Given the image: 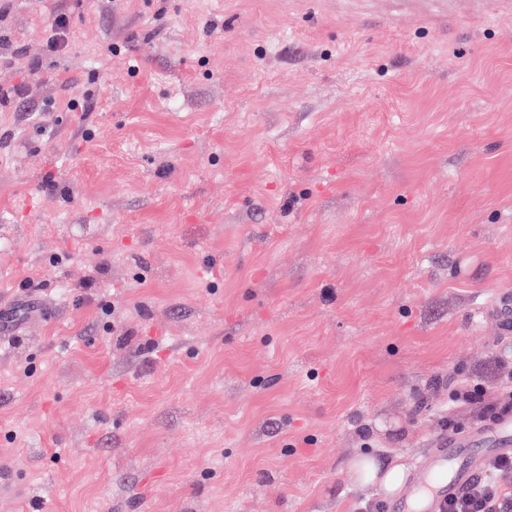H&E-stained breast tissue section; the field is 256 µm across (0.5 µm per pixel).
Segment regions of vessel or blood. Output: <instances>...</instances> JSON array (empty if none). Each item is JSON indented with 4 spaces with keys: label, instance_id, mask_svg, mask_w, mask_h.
<instances>
[{
    "label": "vessel or blood",
    "instance_id": "vessel-or-blood-1",
    "mask_svg": "<svg viewBox=\"0 0 512 512\" xmlns=\"http://www.w3.org/2000/svg\"><path fill=\"white\" fill-rule=\"evenodd\" d=\"M486 447L512 451V417L498 418L479 432L449 437L431 449L424 461L416 463L409 493L392 504V512H414L411 499L419 495L427 498L423 512H437L441 502L481 474V451Z\"/></svg>",
    "mask_w": 512,
    "mask_h": 512
}]
</instances>
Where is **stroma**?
Wrapping results in <instances>:
<instances>
[{
	"label": "stroma",
	"instance_id": "35a3bbf8",
	"mask_svg": "<svg viewBox=\"0 0 512 512\" xmlns=\"http://www.w3.org/2000/svg\"><path fill=\"white\" fill-rule=\"evenodd\" d=\"M453 8L11 0L0 512H356L352 456L483 426L455 393L512 362V17Z\"/></svg>",
	"mask_w": 512,
	"mask_h": 512
}]
</instances>
